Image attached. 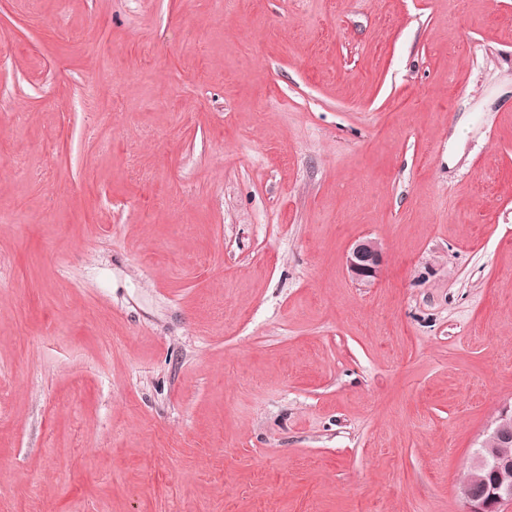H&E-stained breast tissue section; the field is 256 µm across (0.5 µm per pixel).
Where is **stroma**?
Wrapping results in <instances>:
<instances>
[{
  "mask_svg": "<svg viewBox=\"0 0 512 512\" xmlns=\"http://www.w3.org/2000/svg\"><path fill=\"white\" fill-rule=\"evenodd\" d=\"M0 97V512H465L512 0H0ZM385 255L382 245L374 239L363 238L356 240L345 258L348 275L354 281H373L382 274Z\"/></svg>",
  "mask_w": 512,
  "mask_h": 512,
  "instance_id": "stroma-1",
  "label": "stroma"
}]
</instances>
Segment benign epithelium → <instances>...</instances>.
Returning <instances> with one entry per match:
<instances>
[{"instance_id":"7a95c632","label":"benign epithelium","mask_w":512,"mask_h":512,"mask_svg":"<svg viewBox=\"0 0 512 512\" xmlns=\"http://www.w3.org/2000/svg\"><path fill=\"white\" fill-rule=\"evenodd\" d=\"M385 255L382 245L371 238L356 240L345 258L348 275L354 281H373L382 274ZM494 447L478 450L472 459L473 468L489 469L494 478L478 484L466 481L460 488L467 512H499V506L512 501V456L503 449L512 447V410H503L489 434Z\"/></svg>"}]
</instances>
